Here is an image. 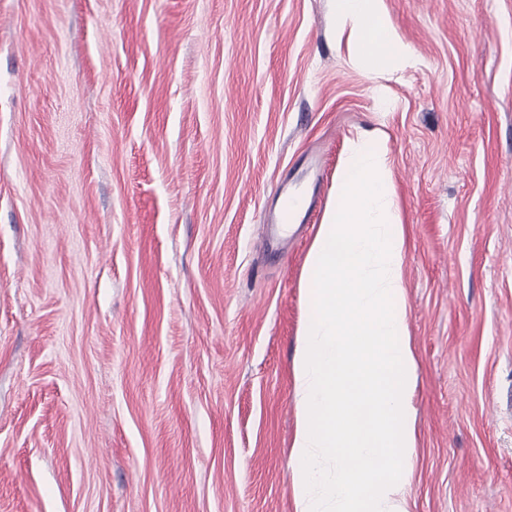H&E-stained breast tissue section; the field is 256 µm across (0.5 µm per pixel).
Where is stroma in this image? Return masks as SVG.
<instances>
[{
	"label": "stroma",
	"instance_id": "obj_1",
	"mask_svg": "<svg viewBox=\"0 0 512 512\" xmlns=\"http://www.w3.org/2000/svg\"><path fill=\"white\" fill-rule=\"evenodd\" d=\"M383 7L415 58L374 78L330 0H0V512H294L302 270L378 125L407 495L512 512V0Z\"/></svg>",
	"mask_w": 512,
	"mask_h": 512
}]
</instances>
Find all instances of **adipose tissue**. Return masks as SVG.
I'll return each mask as SVG.
<instances>
[{"label":"adipose tissue","mask_w":512,"mask_h":512,"mask_svg":"<svg viewBox=\"0 0 512 512\" xmlns=\"http://www.w3.org/2000/svg\"><path fill=\"white\" fill-rule=\"evenodd\" d=\"M381 3L382 0H332L337 34H344L349 27L357 30L355 49L372 75L388 69L396 60H407L413 55Z\"/></svg>","instance_id":"ef3b65f1"}]
</instances>
